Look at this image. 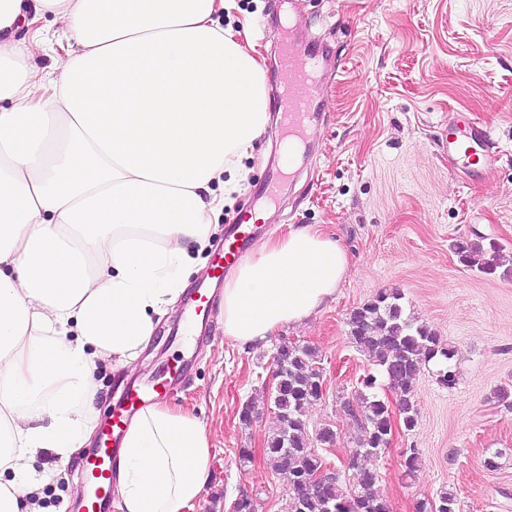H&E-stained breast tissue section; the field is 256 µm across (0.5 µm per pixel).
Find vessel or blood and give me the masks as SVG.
<instances>
[{
  "label": "vessel or blood",
  "mask_w": 512,
  "mask_h": 512,
  "mask_svg": "<svg viewBox=\"0 0 512 512\" xmlns=\"http://www.w3.org/2000/svg\"><path fill=\"white\" fill-rule=\"evenodd\" d=\"M279 66L283 82L288 89L281 99L279 110L289 136L299 137L308 132V122L314 113L318 99L315 74L318 66L319 46L316 42L299 43L285 36L277 37ZM487 138L484 127L470 122L448 133V163L468 174L486 172L494 163L493 156L480 153L479 146ZM259 232L258 225L237 224L228 230L221 257L225 266H232L247 256ZM185 364L182 358H174L155 385L144 387L128 385L118 399L100 447L86 455L82 472L90 488L85 501L87 512H105L113 478L118 444L125 426L137 411L151 401L159 391L170 390L178 384Z\"/></svg>",
  "instance_id": "vessel-or-blood-1"
}]
</instances>
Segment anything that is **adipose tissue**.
Returning <instances> with one entry per match:
<instances>
[{"label":"adipose tissue","mask_w":512,"mask_h":512,"mask_svg":"<svg viewBox=\"0 0 512 512\" xmlns=\"http://www.w3.org/2000/svg\"><path fill=\"white\" fill-rule=\"evenodd\" d=\"M236 0H0V512H40V452L59 460L97 423L92 371L132 367L243 190L270 115ZM69 50L39 75L18 37L28 12ZM49 95L30 100L35 85ZM349 269L316 225L263 241L224 280V335L264 346L309 319ZM204 423L154 404L127 428L120 512H192L212 478Z\"/></svg>","instance_id":"1"}]
</instances>
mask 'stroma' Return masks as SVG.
Masks as SVG:
<instances>
[{"instance_id": "35a3bbf8", "label": "stroma", "mask_w": 512, "mask_h": 512, "mask_svg": "<svg viewBox=\"0 0 512 512\" xmlns=\"http://www.w3.org/2000/svg\"><path fill=\"white\" fill-rule=\"evenodd\" d=\"M222 26L249 25L265 60L269 96L282 94L277 29L291 10L296 39L318 41L319 103L307 142L292 175L279 180L277 202L261 229L274 237L288 225L318 224L345 247L349 270L335 297L303 325L286 326L263 347L240 349L224 340L219 309L201 321L203 342L170 403L191 409L205 424L212 445V479L194 512H227L240 494L253 497L256 512H282L285 481L265 457L248 468L239 449L262 448L277 426L267 387L271 357L281 339L316 347L325 392L309 405V430L332 428L337 441L327 459L354 477L348 462L358 435L340 409L372 367L349 339L350 312L385 290L399 289L405 313L435 330L455 349L456 385L436 379V365L418 375L419 411L412 431H399L386 456L375 461V485L391 512H415L418 501L453 492L459 512H512V405L496 401L512 390V279L485 275L461 264L458 241H495L500 260L512 267V0H236ZM23 35L31 64L55 70L68 52L46 18L33 16ZM461 117L483 123L493 169L468 176L448 166V128ZM280 141L269 122L246 162L250 170L233 208L218 219L211 262L226 225L238 223L253 197L278 167ZM181 311L164 318L139 358L146 381L180 353ZM128 370L107 365L94 373V413L105 422L118 383ZM256 415L243 425L239 411ZM416 449L420 468L408 475L402 453ZM496 457L498 466L485 461ZM80 454L67 462L48 455L37 470L51 471L41 489L43 512H72L71 487L82 482Z\"/></svg>"}]
</instances>
